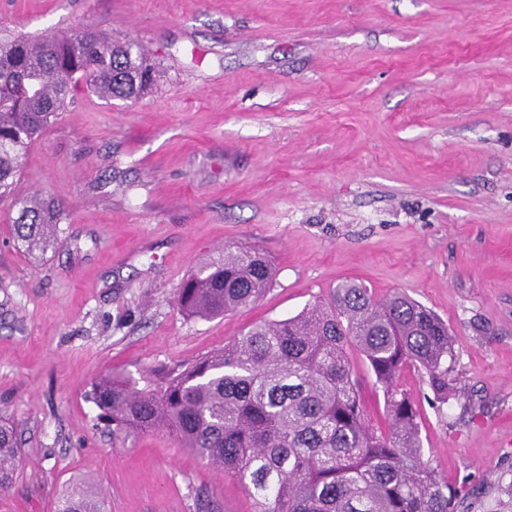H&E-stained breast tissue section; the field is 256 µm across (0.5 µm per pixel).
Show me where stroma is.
I'll use <instances>...</instances> for the list:
<instances>
[{
	"instance_id": "obj_1",
	"label": "stroma",
	"mask_w": 512,
	"mask_h": 512,
	"mask_svg": "<svg viewBox=\"0 0 512 512\" xmlns=\"http://www.w3.org/2000/svg\"><path fill=\"white\" fill-rule=\"evenodd\" d=\"M90 24L159 71L136 102L78 94L33 144L21 194L63 202L32 260L0 202V420L20 439L0 512H56L75 479L107 512H254L176 439L112 445L92 380L135 381L293 317L345 279L433 310L455 339L425 458L460 512H512V0H0V40ZM228 245L274 284L217 318L175 294Z\"/></svg>"
}]
</instances>
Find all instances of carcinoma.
<instances>
[{
  "mask_svg": "<svg viewBox=\"0 0 512 512\" xmlns=\"http://www.w3.org/2000/svg\"><path fill=\"white\" fill-rule=\"evenodd\" d=\"M155 81L137 41L93 27L0 41V201L11 200L13 239L28 255L52 247L64 220L54 201L15 195L32 144L79 90L135 101ZM273 281L259 250L226 246L181 283L177 306L189 317H219L258 302ZM352 348L383 389L382 426L365 421ZM453 356L448 325L425 306L400 292L378 299L345 280L301 314L255 323L224 349L142 386L101 375L91 399L112 444L169 434L235 480L254 512H458L466 494L424 459L418 410L398 385L414 366L448 400ZM18 454L16 431L1 423V491L13 483ZM58 512H106L105 501L78 479Z\"/></svg>",
  "mask_w": 512,
  "mask_h": 512,
  "instance_id": "cac0c4a2",
  "label": "carcinoma"
}]
</instances>
